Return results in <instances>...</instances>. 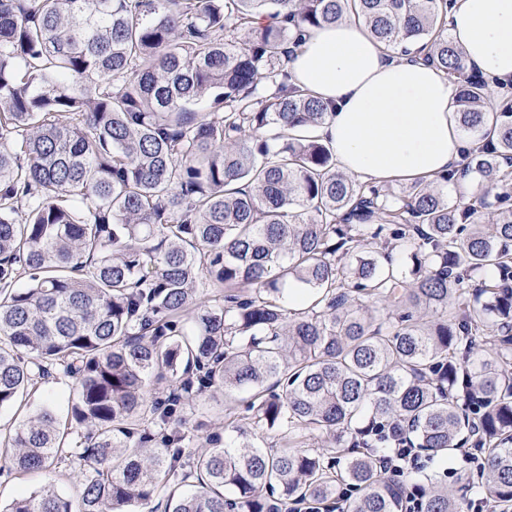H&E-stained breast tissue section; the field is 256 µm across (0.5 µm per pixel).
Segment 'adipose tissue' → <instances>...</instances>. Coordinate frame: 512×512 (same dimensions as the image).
Returning a JSON list of instances; mask_svg holds the SVG:
<instances>
[{
    "instance_id": "ef3b65f1",
    "label": "adipose tissue",
    "mask_w": 512,
    "mask_h": 512,
    "mask_svg": "<svg viewBox=\"0 0 512 512\" xmlns=\"http://www.w3.org/2000/svg\"><path fill=\"white\" fill-rule=\"evenodd\" d=\"M447 27L492 90L512 80V0H454ZM287 67L328 109L315 135L361 181L434 179L458 170L471 147L448 74L388 51L355 19L309 30Z\"/></svg>"
}]
</instances>
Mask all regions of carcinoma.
Masks as SVG:
<instances>
[{
  "label": "carcinoma",
  "instance_id": "carcinoma-1",
  "mask_svg": "<svg viewBox=\"0 0 512 512\" xmlns=\"http://www.w3.org/2000/svg\"><path fill=\"white\" fill-rule=\"evenodd\" d=\"M447 0H0V410L52 380L76 398L0 437L19 474L81 486L8 512H273L407 490L360 438L433 457L471 441L512 500V105L483 141L486 84L443 34ZM352 14L458 83L465 172L396 192L336 169L306 134L326 106L289 81L302 32ZM495 207L492 224L483 211ZM490 344L476 350L480 338ZM168 380L163 392L153 386ZM249 388L259 442L185 441L181 409ZM317 434L325 451L298 449ZM420 512H460L416 481Z\"/></svg>",
  "mask_w": 512,
  "mask_h": 512
}]
</instances>
